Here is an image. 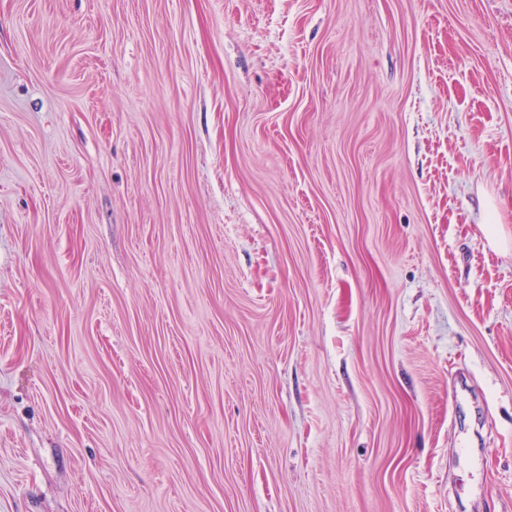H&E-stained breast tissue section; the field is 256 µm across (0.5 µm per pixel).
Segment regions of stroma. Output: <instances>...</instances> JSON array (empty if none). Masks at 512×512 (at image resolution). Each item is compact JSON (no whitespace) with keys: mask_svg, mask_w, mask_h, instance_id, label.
<instances>
[{"mask_svg":"<svg viewBox=\"0 0 512 512\" xmlns=\"http://www.w3.org/2000/svg\"><path fill=\"white\" fill-rule=\"evenodd\" d=\"M0 512H512V0H0Z\"/></svg>","mask_w":512,"mask_h":512,"instance_id":"35a3bbf8","label":"stroma"}]
</instances>
